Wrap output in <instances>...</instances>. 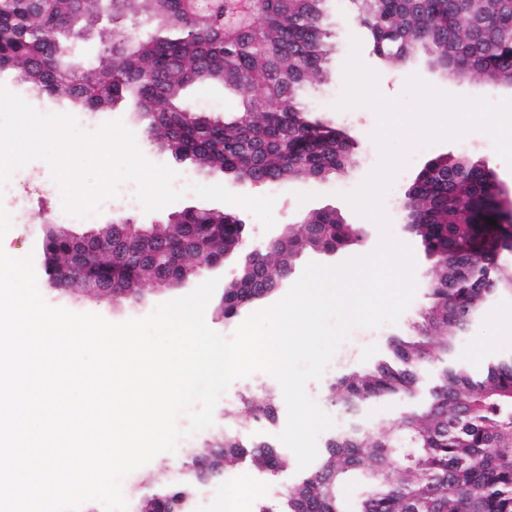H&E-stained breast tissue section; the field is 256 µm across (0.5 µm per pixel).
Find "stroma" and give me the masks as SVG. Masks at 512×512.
Masks as SVG:
<instances>
[{"instance_id":"obj_1","label":"stroma","mask_w":512,"mask_h":512,"mask_svg":"<svg viewBox=\"0 0 512 512\" xmlns=\"http://www.w3.org/2000/svg\"><path fill=\"white\" fill-rule=\"evenodd\" d=\"M327 23L332 31L334 50L329 66L335 75L328 82L306 85L304 99L314 101L319 109V120L330 123L346 131L353 139L357 164L346 176L336 180L312 182H282L277 184L241 185L226 180L218 173H208L194 169L189 164L177 163L167 154L161 152L151 142L146 132V122L140 115L132 112L126 105H118L109 112L84 111L83 116L93 127L118 120L132 131L140 145L142 155L157 165L170 167L175 173L174 185L184 183L210 186L220 184L233 195L272 196L276 202L273 208L275 224L265 228L263 223L250 211L237 205L220 201H203L194 193H186L180 200L160 210L147 212L141 204H130L114 200L111 207L98 211L93 221L85 222L74 218L68 221V228L82 235L103 225L131 220L137 224H158L168 216L190 207L201 205L208 208L238 213L250 229L253 244L264 245L271 238L281 236L290 229H299L302 219L313 210L328 207L338 209L347 223L359 225L364 241L353 253H340L338 261L347 260L349 255L363 256L370 253L379 241V231L371 221L357 215L343 200V193L354 190L368 175L378 161V150L370 138L375 127L374 114L365 108L339 111L334 107L339 98L343 80L337 77L339 70L350 52L351 37H358L362 42L361 54L364 62L379 74V89L388 97L399 95L408 76L419 75L429 84L451 94L467 97H484L492 101L512 98V87L488 84L479 75L457 81L453 78L429 70L421 63L408 65H387L373 53L366 30L361 26L348 29L345 19L351 14L349 0H329ZM0 85L8 91L19 95L40 113L70 114L74 107L67 94L46 97L36 94L17 75L9 70L0 72ZM245 91L224 90L218 86H196L192 91V103L195 107L210 111L212 116L222 119L232 118L246 99ZM486 134L474 132L464 139L435 144L418 153L410 166L399 175L385 198V209L392 222V231L397 238H404L402 226L405 222L400 208V200L406 189L432 158L440 155H466L484 162L491 168L502 190L503 198L512 203V169L494 152L484 147ZM11 194L0 196V207L11 216L12 227L0 239V248L28 256L33 260L38 290L45 302L54 307L64 308L76 313H95L108 321L119 323L129 319H141L148 316L160 304L173 301L190 294L200 283L217 279L218 284L208 302L204 318L208 326L224 337H232L239 326L240 319L248 318L255 312L266 309L287 293L286 288L277 289L272 295L249 305L241 310L239 320L225 321L221 312V301L225 287L237 278L245 260L244 254L228 255L217 266L202 270L187 284L160 290L146 284L141 288L140 299L127 298L115 303L107 299H94L79 291H57L50 287L43 264V243L46 228L56 221L55 209L61 203V188L53 180L51 168L46 161L34 160L14 171L9 179ZM428 300L424 289H417L409 307L401 314L397 322L386 323L377 328H356L339 346L322 377L309 381L306 385L307 395L327 413L335 425H342L341 410L330 402L328 389L337 377L353 372L365 371L376 363L391 356L390 343L396 338L411 336L422 323V316ZM512 354V295L497 296L491 302L486 314L478 324L473 326L460 348V356L474 367H481L486 358L493 355ZM272 397L274 405L273 420L255 424L247 407L248 402L260 403L265 397ZM287 424V408L281 386L271 374L263 378L248 376L235 380L221 396L214 409L213 426L182 438L178 452L192 448L197 453H206L209 448L220 445L227 431L238 429L250 434L256 440L278 446L284 459L281 470L272 472L259 469L250 463H242L237 469L226 473L224 479L199 484V512H220L224 502V492L239 481H247L257 488V495L251 496L243 503V512H254L258 501L267 500L274 495L300 484L307 476L306 471L298 470L297 459L293 451L281 445L279 436ZM172 454H158L152 461L136 469L122 481V492L127 501L128 512H136L141 497L156 484L155 474H164L168 483L178 484L176 472L170 466Z\"/></svg>"}]
</instances>
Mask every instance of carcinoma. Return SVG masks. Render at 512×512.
<instances>
[{
	"label": "carcinoma",
	"mask_w": 512,
	"mask_h": 512,
	"mask_svg": "<svg viewBox=\"0 0 512 512\" xmlns=\"http://www.w3.org/2000/svg\"><path fill=\"white\" fill-rule=\"evenodd\" d=\"M327 2L264 0L261 21L229 38L215 0L193 12L181 0H112V21L128 22L131 34L103 44L98 62L85 66L72 51L98 35L85 0H0V70L16 71L37 94L66 92L92 112L129 102L149 120L158 149L234 180L335 178L355 163L350 139L314 118L299 96L305 83L329 77ZM350 2L379 57L402 64L420 53L439 72L475 71L512 84V42L505 38L512 0ZM197 83L258 87L262 95L226 122L186 107L184 92ZM496 195L493 172L465 155L438 156L418 174L403 202L405 232L440 254L424 281L423 322L391 342V359L331 385L329 400L346 423L315 471L256 512H343L339 487L355 474L369 485L358 512H512V355L494 356L479 370L458 355L463 333L490 300L512 295V264L504 260L512 252V212ZM245 238L238 216L192 207L151 241L112 238L83 257V272L67 284L83 288L92 277L110 275L135 297L159 268L172 265L175 277L189 280L197 263L243 251ZM360 241V228L337 210L312 212L299 232L267 246L253 268L241 267L224 288V318L252 304L253 279L267 276L269 295L280 288L288 259L303 243L309 251L340 253ZM43 254L50 280L74 264L69 242L51 230ZM375 402L394 411L373 428L367 414ZM246 457L265 469L284 466L274 446L225 433L224 469ZM164 494L165 512H180L189 486L166 487Z\"/></svg>",
	"instance_id": "obj_1"
}]
</instances>
